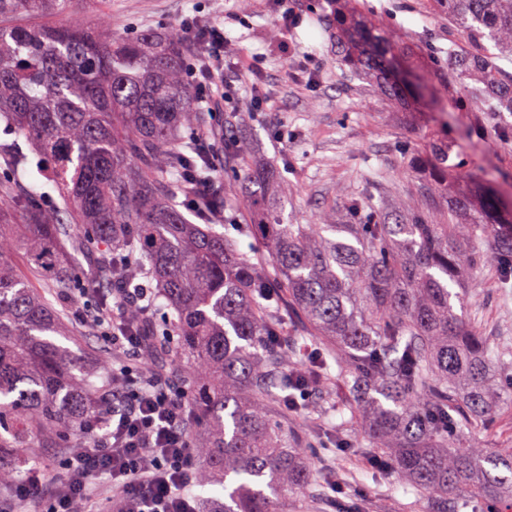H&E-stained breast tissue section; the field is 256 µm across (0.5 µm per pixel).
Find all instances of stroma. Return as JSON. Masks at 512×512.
<instances>
[{
  "mask_svg": "<svg viewBox=\"0 0 512 512\" xmlns=\"http://www.w3.org/2000/svg\"><path fill=\"white\" fill-rule=\"evenodd\" d=\"M364 16L387 24L401 51L396 57L401 74L426 87L429 110L416 115L394 107L360 81L350 79L336 62L331 9L327 0L310 7L309 0H287L300 21L279 49L275 35L274 0H112L113 31L136 33L160 30L188 17L223 24L231 37V61L245 62L255 52L266 55V111L254 113L247 85L236 84L225 110L209 115L216 140L237 128L247 166L275 163L288 211L295 223L308 224L327 208L342 207L365 181L378 185V196L393 207L421 203L408 190L405 170L407 144L420 141L422 125L432 124L455 147L463 171L490 181L504 198L512 199V117L474 106L447 68H434L430 46H447L458 34L447 19L435 18L434 0H352ZM288 135L287 149L277 148V131ZM467 291L466 315L478 322L484 335L512 341V289H506L498 267L485 263L481 273L463 272ZM79 339L85 359L110 362L112 346L89 332L73 315L67 300L55 303ZM308 408L286 417L289 428L305 441L328 440L339 413L320 411L321 397L311 393ZM322 472H340L336 486L318 484L301 498L288 502V512H375L374 502L387 495L394 512L414 501L415 491L398 473L379 480L361 455L317 456Z\"/></svg>",
  "mask_w": 512,
  "mask_h": 512,
  "instance_id": "stroma-1",
  "label": "stroma"
}]
</instances>
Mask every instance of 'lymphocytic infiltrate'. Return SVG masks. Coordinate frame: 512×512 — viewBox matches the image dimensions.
Returning <instances> with one entry per match:
<instances>
[{
    "label": "lymphocytic infiltrate",
    "instance_id": "lymphocytic-infiltrate-1",
    "mask_svg": "<svg viewBox=\"0 0 512 512\" xmlns=\"http://www.w3.org/2000/svg\"><path fill=\"white\" fill-rule=\"evenodd\" d=\"M182 30L199 47L191 78L201 102L227 103L231 84L224 78L223 29H200L190 18L183 20ZM140 294L137 288L118 289L108 310L112 330L105 338L126 360L140 358L148 348L145 336L124 329L127 310ZM112 406L109 427H102L100 415L87 419L83 432L95 444L66 457L58 483L46 487L31 474L14 486V498L25 502L34 490H43V512H75L81 504L87 512H198L192 492L197 456L185 391L160 377L134 374L125 361L112 371ZM99 478L112 490V500L101 502L91 493Z\"/></svg>",
    "mask_w": 512,
    "mask_h": 512
}]
</instances>
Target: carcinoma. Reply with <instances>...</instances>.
Listing matches in <instances>:
<instances>
[{
  "mask_svg": "<svg viewBox=\"0 0 512 512\" xmlns=\"http://www.w3.org/2000/svg\"><path fill=\"white\" fill-rule=\"evenodd\" d=\"M455 22L464 47L447 64L472 98L512 116V0H435ZM102 0H0V123L25 138L35 170L0 175V485L14 480L25 448H88L85 418L109 409L112 382L64 343L61 313L12 255H26L44 288L68 297L78 258L93 262L99 288L149 278L169 302L129 307V329L187 359L191 442L203 465L198 484L223 477L224 512H282L314 475L311 448L290 437L278 413L300 392L320 389L360 418L352 444L336 426V449L357 446L381 469L393 468L426 503L458 512L459 503L512 512V448H466L465 427L481 429L512 407L494 362L507 347L467 321L458 269L491 259L512 279V237H493L501 203L490 191L475 205L449 162L448 140L425 132L427 149H408V181L445 204L444 219L413 207L388 212L369 183L312 224L286 215L288 196L272 170L224 157L245 189L243 234L268 255L256 264L225 241V187L182 211L179 179L215 177L210 128L187 62L196 46L171 25L158 32H114L91 24L82 5ZM336 57L351 77L414 110L386 66L399 51L387 28L336 9ZM51 182L62 205L42 210L22 176ZM22 209L26 223L10 224ZM492 235L490 255L471 249ZM302 318L311 345H282L283 324Z\"/></svg>",
  "mask_w": 512,
  "mask_h": 512,
  "instance_id": "1",
  "label": "carcinoma"
}]
</instances>
